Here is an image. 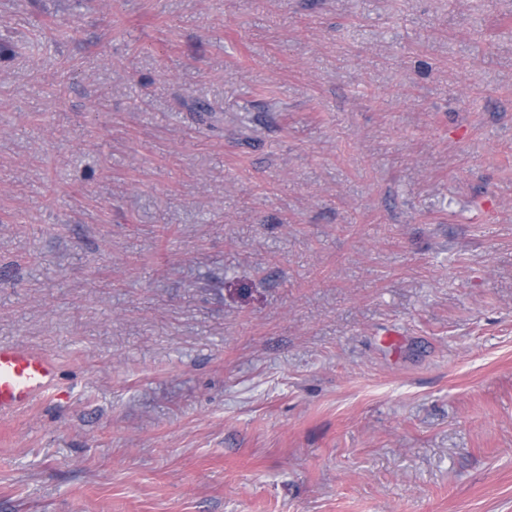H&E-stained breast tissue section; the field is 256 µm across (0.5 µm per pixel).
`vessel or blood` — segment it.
<instances>
[{"label":"vessel or blood","mask_w":512,"mask_h":512,"mask_svg":"<svg viewBox=\"0 0 512 512\" xmlns=\"http://www.w3.org/2000/svg\"><path fill=\"white\" fill-rule=\"evenodd\" d=\"M57 364L50 356L0 344V416L28 406L52 390Z\"/></svg>","instance_id":"1"}]
</instances>
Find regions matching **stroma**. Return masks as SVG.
<instances>
[{"mask_svg": "<svg viewBox=\"0 0 512 512\" xmlns=\"http://www.w3.org/2000/svg\"><path fill=\"white\" fill-rule=\"evenodd\" d=\"M0 512H512V0H0ZM57 364L50 356L0 344V416L28 406L54 387Z\"/></svg>", "mask_w": 512, "mask_h": 512, "instance_id": "1", "label": "stroma"}]
</instances>
